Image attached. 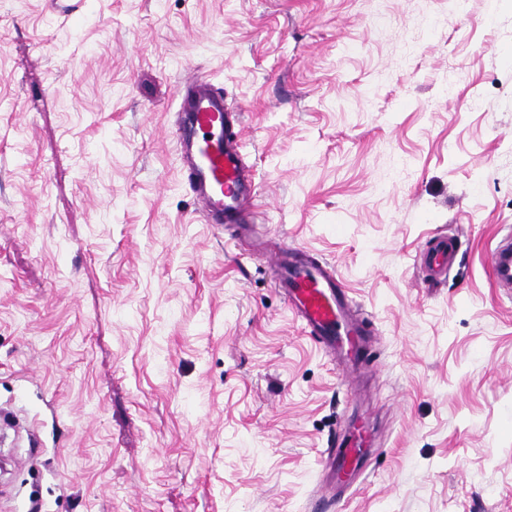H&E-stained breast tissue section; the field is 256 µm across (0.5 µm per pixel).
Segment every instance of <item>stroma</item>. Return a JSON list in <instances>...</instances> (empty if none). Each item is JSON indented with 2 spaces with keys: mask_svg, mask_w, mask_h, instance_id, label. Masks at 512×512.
<instances>
[{
  "mask_svg": "<svg viewBox=\"0 0 512 512\" xmlns=\"http://www.w3.org/2000/svg\"><path fill=\"white\" fill-rule=\"evenodd\" d=\"M190 74L244 114L242 236L186 183ZM510 232L512 0H0V512H512ZM278 241L347 286L358 367ZM456 255L455 236H434L419 253L421 266L424 267L429 282L438 280L453 264ZM508 241L505 249L496 248L492 257V277L498 288L511 286L512 282V248L511 235L503 241ZM283 252L271 258L278 271L276 286L288 297L307 333L334 354L344 352L360 360L361 337L368 334L350 316L345 285L309 253L293 247H284Z\"/></svg>",
  "mask_w": 512,
  "mask_h": 512,
  "instance_id": "obj_1",
  "label": "stroma"
}]
</instances>
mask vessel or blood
<instances>
[{"label":"vessel or blood","instance_id":"vessel-or-blood-1","mask_svg":"<svg viewBox=\"0 0 512 512\" xmlns=\"http://www.w3.org/2000/svg\"><path fill=\"white\" fill-rule=\"evenodd\" d=\"M180 116L173 135L196 205L209 224L250 221L252 174L239 151V121L224 101V93L201 79L179 85ZM457 255L455 236L433 237L419 259L429 280H438ZM276 285L288 298L310 336L332 352L360 358L365 330L347 306L345 285L319 259L298 248L274 256ZM492 277L496 286L512 283V248L495 249Z\"/></svg>","mask_w":512,"mask_h":512}]
</instances>
